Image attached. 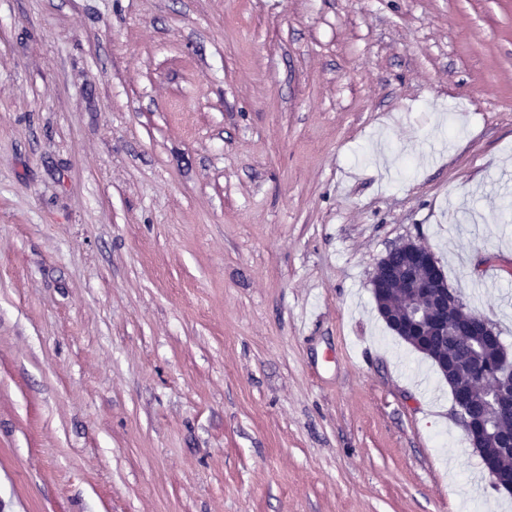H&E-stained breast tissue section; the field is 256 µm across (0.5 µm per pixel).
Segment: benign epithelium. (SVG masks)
I'll list each match as a JSON object with an SVG mask.
<instances>
[{
	"label": "benign epithelium",
	"mask_w": 512,
	"mask_h": 512,
	"mask_svg": "<svg viewBox=\"0 0 512 512\" xmlns=\"http://www.w3.org/2000/svg\"><path fill=\"white\" fill-rule=\"evenodd\" d=\"M397 249L406 253L401 266H390L379 261L372 280L376 295L377 312L388 323L397 336H413L423 310L434 309L429 320V329L436 336L472 337L479 336L487 342H499L493 324L484 316L473 313L467 319L459 317L465 308L460 294L448 288V283L440 271L433 254L425 246L408 240ZM397 288L407 299L404 314L396 319L391 317L386 301L385 289ZM479 376L494 387L495 405L503 416L512 417V359L504 350H499L494 361L477 368ZM455 408L464 431L473 444H481L483 426L469 415L472 396L466 386L450 382ZM487 476L492 488L497 492L512 493V482H508L493 463H488Z\"/></svg>",
	"instance_id": "benign-epithelium-1"
}]
</instances>
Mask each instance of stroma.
I'll return each mask as SVG.
<instances>
[{
	"instance_id": "stroma-1",
	"label": "stroma",
	"mask_w": 512,
	"mask_h": 512,
	"mask_svg": "<svg viewBox=\"0 0 512 512\" xmlns=\"http://www.w3.org/2000/svg\"><path fill=\"white\" fill-rule=\"evenodd\" d=\"M409 239L512 352V0H0V512H512ZM394 248L406 253L404 263V258L399 253L389 256L392 264L403 263L401 266H390L383 261L387 258L389 250ZM389 250L378 262L372 280L379 316L388 323L392 330L387 324L386 326L395 335L407 343L403 337L415 336L423 310L427 306H432L434 313L429 320V329L436 336L428 337V347L436 352L447 350L455 360L454 378L459 377L460 380L470 381L473 367L482 358L486 360L493 357L495 352L475 339L455 342L448 336L468 338L480 336L484 341L498 344L499 339L493 324L486 317L471 313L474 311L468 308L466 310L471 313V316L467 319L459 317L465 304L456 290L448 288L447 280L428 248L408 240ZM386 288H398L401 295L408 301L404 314L397 319H392L387 309L384 299ZM440 336L447 337L448 341ZM451 385L455 408L464 431L475 448H479L481 444V434L483 426L476 421L468 411L472 403V396L466 386L453 380L448 382Z\"/></svg>"
}]
</instances>
